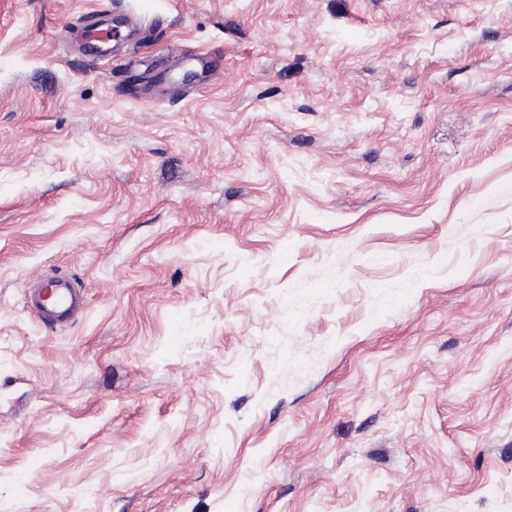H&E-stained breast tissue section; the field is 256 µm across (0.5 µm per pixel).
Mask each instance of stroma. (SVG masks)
Returning <instances> with one entry per match:
<instances>
[{"instance_id":"stroma-1","label":"stroma","mask_w":512,"mask_h":512,"mask_svg":"<svg viewBox=\"0 0 512 512\" xmlns=\"http://www.w3.org/2000/svg\"><path fill=\"white\" fill-rule=\"evenodd\" d=\"M0 512H512V0H0ZM50 288L53 292L54 302L46 305L43 302V292ZM40 299L47 310L54 316L73 315L82 304V296L72 283L65 278H57L44 282L41 288Z\"/></svg>"}]
</instances>
